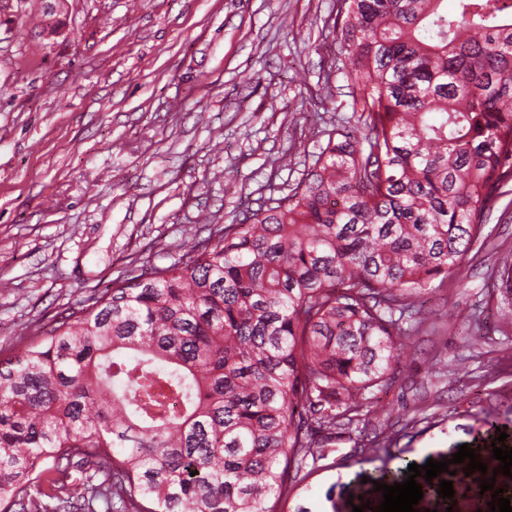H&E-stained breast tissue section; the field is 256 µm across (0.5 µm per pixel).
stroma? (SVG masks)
<instances>
[{
    "mask_svg": "<svg viewBox=\"0 0 512 512\" xmlns=\"http://www.w3.org/2000/svg\"><path fill=\"white\" fill-rule=\"evenodd\" d=\"M334 0H67L64 35L40 34L32 0H0V354L92 290L166 266L295 183L324 139L316 117L350 115L325 26ZM462 279L433 281L434 328L411 337L389 410L338 429L289 507H378L373 482L452 446L493 455L481 410L512 397V299L493 269L512 223H489ZM479 339H472V330ZM396 434L390 451L370 447Z\"/></svg>",
    "mask_w": 512,
    "mask_h": 512,
    "instance_id": "stroma-1",
    "label": "stroma"
}]
</instances>
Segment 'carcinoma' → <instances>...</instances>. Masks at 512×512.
<instances>
[{
    "mask_svg": "<svg viewBox=\"0 0 512 512\" xmlns=\"http://www.w3.org/2000/svg\"><path fill=\"white\" fill-rule=\"evenodd\" d=\"M444 2L336 0L352 115L302 178L0 358V512H284L316 435L380 417L512 194V0Z\"/></svg>",
    "mask_w": 512,
    "mask_h": 512,
    "instance_id": "obj_1",
    "label": "carcinoma"
}]
</instances>
